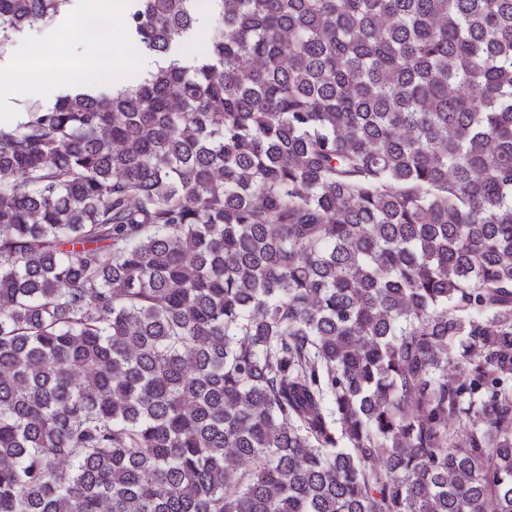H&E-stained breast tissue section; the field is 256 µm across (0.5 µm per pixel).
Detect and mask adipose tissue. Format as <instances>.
I'll return each mask as SVG.
<instances>
[{
  "label": "adipose tissue",
  "instance_id": "adipose-tissue-1",
  "mask_svg": "<svg viewBox=\"0 0 512 512\" xmlns=\"http://www.w3.org/2000/svg\"><path fill=\"white\" fill-rule=\"evenodd\" d=\"M125 19V6L122 0H112L107 10L97 15H85L81 29L91 44L90 54L82 60H61L54 58L41 46H33L29 52V68L23 81L8 77L0 82V99L32 97L48 83L60 69H68L79 74L96 72L101 61L112 58L119 45L118 32Z\"/></svg>",
  "mask_w": 512,
  "mask_h": 512
}]
</instances>
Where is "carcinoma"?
<instances>
[{"label":"carcinoma","instance_id":"carcinoma-1","mask_svg":"<svg viewBox=\"0 0 512 512\" xmlns=\"http://www.w3.org/2000/svg\"><path fill=\"white\" fill-rule=\"evenodd\" d=\"M131 2L0 125V512H512V0Z\"/></svg>","mask_w":512,"mask_h":512}]
</instances>
